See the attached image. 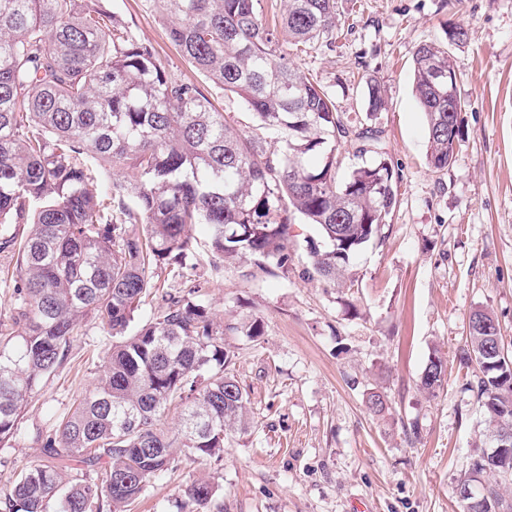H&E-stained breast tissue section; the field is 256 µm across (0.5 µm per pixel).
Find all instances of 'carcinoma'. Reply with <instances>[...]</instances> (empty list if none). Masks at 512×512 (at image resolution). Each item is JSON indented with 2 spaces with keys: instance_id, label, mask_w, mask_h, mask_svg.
Listing matches in <instances>:
<instances>
[{
  "instance_id": "obj_1",
  "label": "carcinoma",
  "mask_w": 512,
  "mask_h": 512,
  "mask_svg": "<svg viewBox=\"0 0 512 512\" xmlns=\"http://www.w3.org/2000/svg\"><path fill=\"white\" fill-rule=\"evenodd\" d=\"M149 2L185 61L238 96L271 141L240 132L201 84L171 74L119 19L105 24L102 0H0V250L16 256L15 303L0 340V441L84 316L94 314L110 341L94 383L47 436L46 462L16 475L3 512H125L177 466L175 447L218 458L247 431L248 392L226 372L224 327L195 290L168 295L129 332L155 272L184 276L196 225L224 261L284 271L297 213L319 228L326 247L311 245L314 270L334 283L397 205L398 172L380 130L338 111L280 50L335 39L336 0H282L272 26L261 0ZM412 71L426 160L442 171L463 135L456 63L448 47L425 43ZM364 104L368 120L387 107L371 77ZM349 137L369 159L340 180L337 147ZM103 174L113 175L112 189L100 193ZM16 224L28 233L18 236ZM460 361L473 367L469 385L486 421L458 483L479 474L484 492L460 498L462 512H512V452L492 465L484 459L490 439L512 430V344L489 309L469 315ZM445 376L446 359L434 351L420 386L433 395ZM175 402L173 439L161 418ZM366 405L375 415L388 409L380 391ZM215 494L214 483L195 480L179 512H204Z\"/></svg>"
}]
</instances>
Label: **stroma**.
I'll list each match as a JSON object with an SVG mask.
<instances>
[{
  "mask_svg": "<svg viewBox=\"0 0 512 512\" xmlns=\"http://www.w3.org/2000/svg\"><path fill=\"white\" fill-rule=\"evenodd\" d=\"M171 73L198 72L168 39L148 0H107ZM335 43L289 59L330 91L339 111L364 109L363 79L384 85L388 108L375 125L399 173L398 203L378 238L352 260L342 285L313 273L316 226L294 217L287 272L230 264L199 245L184 278L156 271V289L136 322L153 318L166 294L197 288L217 323L229 370L246 388L250 428L223 457L181 455L130 512H177L194 480L210 478L209 512H461L455 489L484 430L459 360L467 320L490 309L512 339V0H336ZM468 31L450 47L465 101L464 135L452 163L426 161L427 126L413 93L412 58ZM261 320L263 336L239 325ZM447 361L444 387H419L432 350ZM107 356L94 316L71 336L64 362L30 396L15 434L0 442V498L17 472L42 464V437L73 410ZM386 394L371 414L368 390Z\"/></svg>",
  "mask_w": 512,
  "mask_h": 512,
  "instance_id": "obj_1",
  "label": "stroma"
}]
</instances>
